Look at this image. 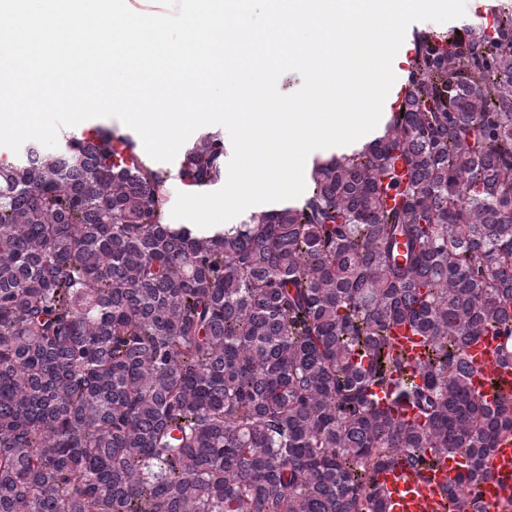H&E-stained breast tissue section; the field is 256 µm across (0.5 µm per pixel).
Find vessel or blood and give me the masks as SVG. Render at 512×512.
<instances>
[{"instance_id":"vessel-or-blood-1","label":"vessel or blood","mask_w":512,"mask_h":512,"mask_svg":"<svg viewBox=\"0 0 512 512\" xmlns=\"http://www.w3.org/2000/svg\"><path fill=\"white\" fill-rule=\"evenodd\" d=\"M393 345L408 359L418 358L420 337L404 327L394 328ZM501 339L487 333L471 342L466 353L477 367L473 386L489 401H512V366L505 365L499 347ZM461 470L456 458L442 457L428 468L424 477L399 464L381 471L378 483L389 496L390 512H447L448 494ZM483 504L493 507L512 499V436L499 441L493 452L491 473L478 487Z\"/></svg>"}]
</instances>
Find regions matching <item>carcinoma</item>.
Wrapping results in <instances>:
<instances>
[{
    "mask_svg": "<svg viewBox=\"0 0 512 512\" xmlns=\"http://www.w3.org/2000/svg\"><path fill=\"white\" fill-rule=\"evenodd\" d=\"M413 41L379 137L220 231L165 222L107 127L0 162V512H388L377 474L442 456L448 512H482L512 405L465 349L493 330L512 362V6ZM224 150L201 134L178 178L218 184ZM390 338L393 345L403 352L410 361L414 362L418 358L422 350L420 336L412 335V332L405 327H396Z\"/></svg>",
    "mask_w": 512,
    "mask_h": 512,
    "instance_id": "carcinoma-1",
    "label": "carcinoma"
}]
</instances>
